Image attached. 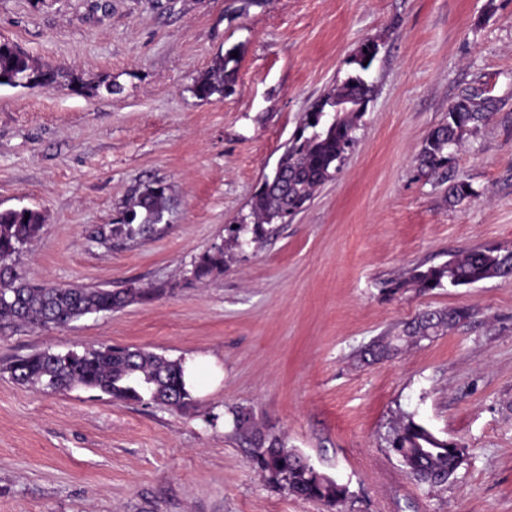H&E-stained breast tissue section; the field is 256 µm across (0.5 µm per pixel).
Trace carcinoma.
I'll return each mask as SVG.
<instances>
[{
  "instance_id": "1",
  "label": "carcinoma",
  "mask_w": 512,
  "mask_h": 512,
  "mask_svg": "<svg viewBox=\"0 0 512 512\" xmlns=\"http://www.w3.org/2000/svg\"><path fill=\"white\" fill-rule=\"evenodd\" d=\"M230 48L199 75L190 92L208 100L214 95L234 92L238 60ZM378 52L376 41L363 42L352 55L348 71L336 86L303 113L298 133L280 157L282 171L264 179L250 202L249 214L230 228L231 240L251 234L250 242L263 243L272 232L270 225L295 215L317 190L341 169L349 148L356 143L359 122L373 99L374 85L367 74ZM76 83V77L41 66L35 59L8 43H0V86L53 88L61 79ZM492 100L475 89L452 104L448 120L433 128L418 154V169L429 175L448 168L464 135L477 133L489 120ZM477 195L471 183L458 180L448 187V203L455 205ZM165 187L144 186L127 211V221L112 232L128 239L148 237L162 223ZM44 216L30 208L0 210V330L23 327L65 328L89 314L112 313L154 299L162 288H142L131 282L123 288H88L81 285L33 283L16 266V258L40 235ZM224 270V246L214 245L195 261L192 280L203 281ZM512 276V251L478 248L462 252L439 266L416 267L408 277L391 283V290L472 286L484 280ZM472 308L458 306L446 312H423L406 322L395 336H381L359 353V360H380L397 353L403 344L429 340L471 318ZM6 371L18 384L47 393L67 392L82 387L114 401L142 405H164L177 410L192 402L184 382L183 362L172 360L147 348L85 347L80 351L54 352L50 349L12 360ZM234 431L249 449L250 462L266 483L303 500L334 508L347 496L336 479L301 462L299 452L288 447L279 434L261 430L254 414L246 408L231 411ZM389 444L410 475L431 487L448 482L459 466L464 448L448 444L415 419L403 416L393 427Z\"/></svg>"
}]
</instances>
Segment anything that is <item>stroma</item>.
Masks as SVG:
<instances>
[{
    "mask_svg": "<svg viewBox=\"0 0 512 512\" xmlns=\"http://www.w3.org/2000/svg\"><path fill=\"white\" fill-rule=\"evenodd\" d=\"M368 39L379 43L375 94L354 151L265 244L231 245L228 225L303 112ZM0 42L81 79L0 86V210L45 217L22 272L165 289L62 329L0 336V367L110 344L211 355L224 370L183 411L47 394L0 370V512H327L268 486L235 438L237 407L347 485L340 512H512V277L389 289L464 251L512 250V0H0ZM234 45L235 94L194 97V78ZM109 80L120 93L102 90ZM475 87L493 99L490 121L446 172L419 177L424 139ZM455 177L476 195L451 207ZM150 182L166 187L158 232L88 241ZM215 245L223 273L193 281ZM456 306L474 317L357 365L377 337ZM404 413L463 447L444 486L415 481L390 452Z\"/></svg>",
    "mask_w": 512,
    "mask_h": 512,
    "instance_id": "stroma-1",
    "label": "stroma"
}]
</instances>
